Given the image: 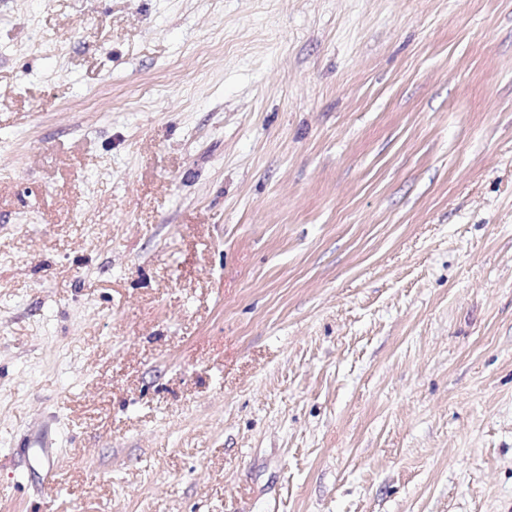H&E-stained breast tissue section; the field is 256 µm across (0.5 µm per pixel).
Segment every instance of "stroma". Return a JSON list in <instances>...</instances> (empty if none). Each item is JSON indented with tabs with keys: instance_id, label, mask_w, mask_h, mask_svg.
<instances>
[{
	"instance_id": "35a3bbf8",
	"label": "stroma",
	"mask_w": 512,
	"mask_h": 512,
	"mask_svg": "<svg viewBox=\"0 0 512 512\" xmlns=\"http://www.w3.org/2000/svg\"><path fill=\"white\" fill-rule=\"evenodd\" d=\"M0 512H512V0H0ZM32 442L39 447V455L42 459V466L46 467V477L49 483L55 479L54 471V457L55 451L52 448V440L50 439L48 432H41L32 438Z\"/></svg>"
}]
</instances>
